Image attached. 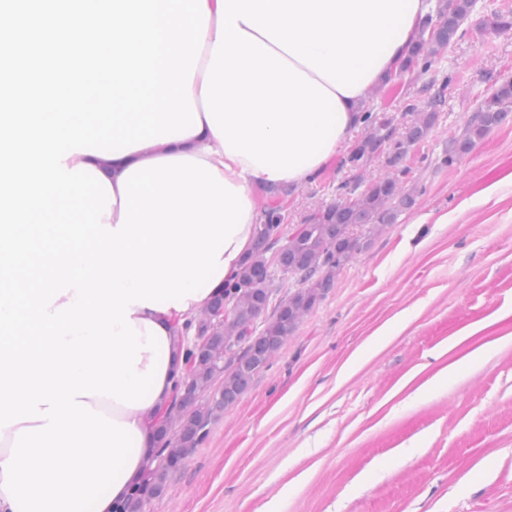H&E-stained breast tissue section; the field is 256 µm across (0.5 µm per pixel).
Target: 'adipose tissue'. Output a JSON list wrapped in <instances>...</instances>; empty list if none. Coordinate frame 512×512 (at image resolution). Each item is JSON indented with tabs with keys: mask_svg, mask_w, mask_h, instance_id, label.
Wrapping results in <instances>:
<instances>
[{
	"mask_svg": "<svg viewBox=\"0 0 512 512\" xmlns=\"http://www.w3.org/2000/svg\"><path fill=\"white\" fill-rule=\"evenodd\" d=\"M433 0H206L210 12L192 97L198 133L112 159L75 153L67 167L89 165L110 183L132 165L190 156L215 166L243 188L248 219L222 257L225 280L236 276L250 251L264 208L257 186L275 189L310 182L335 163L363 123L368 90L390 80L418 34ZM210 302L188 299L187 309L134 306L137 329L156 324L168 345L162 386L140 409L93 396L94 410L133 425L141 435L129 479L102 512L129 493L156 446L152 420L183 374L179 329Z\"/></svg>",
	"mask_w": 512,
	"mask_h": 512,
	"instance_id": "ef3b65f1",
	"label": "adipose tissue"
}]
</instances>
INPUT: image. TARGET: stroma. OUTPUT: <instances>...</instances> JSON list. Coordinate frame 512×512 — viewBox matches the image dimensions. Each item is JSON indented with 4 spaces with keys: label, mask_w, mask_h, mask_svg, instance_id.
I'll list each match as a JSON object with an SVG mask.
<instances>
[{
    "label": "stroma",
    "mask_w": 512,
    "mask_h": 512,
    "mask_svg": "<svg viewBox=\"0 0 512 512\" xmlns=\"http://www.w3.org/2000/svg\"><path fill=\"white\" fill-rule=\"evenodd\" d=\"M377 107L444 98L418 205L338 274L272 364L146 512H512V123L450 168L435 160L497 79L512 31L463 38ZM332 164L273 202L285 224L335 201Z\"/></svg>",
    "instance_id": "stroma-1"
}]
</instances>
